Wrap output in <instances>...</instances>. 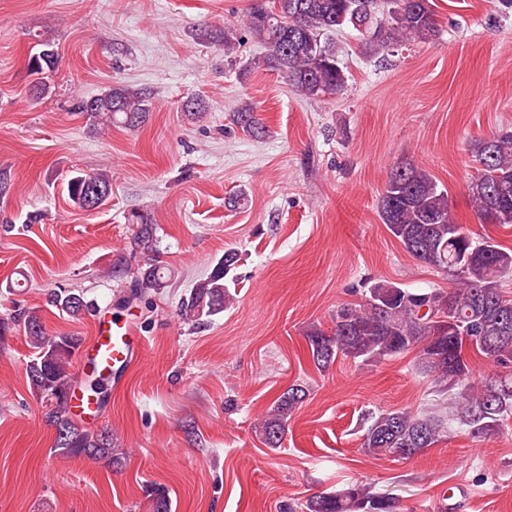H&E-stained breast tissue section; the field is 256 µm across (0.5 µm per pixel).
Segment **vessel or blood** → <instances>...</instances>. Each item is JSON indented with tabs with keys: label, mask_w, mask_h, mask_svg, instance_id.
Returning <instances> with one entry per match:
<instances>
[{
	"label": "vessel or blood",
	"mask_w": 512,
	"mask_h": 512,
	"mask_svg": "<svg viewBox=\"0 0 512 512\" xmlns=\"http://www.w3.org/2000/svg\"><path fill=\"white\" fill-rule=\"evenodd\" d=\"M144 345V337L131 320L95 316L93 333L79 350L78 368L92 369L120 381L139 361ZM66 409L69 415L88 425L97 423L102 416L100 398L84 393L76 384L70 389Z\"/></svg>",
	"instance_id": "vessel-or-blood-1"
}]
</instances>
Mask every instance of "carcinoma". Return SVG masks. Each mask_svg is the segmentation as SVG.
Wrapping results in <instances>:
<instances>
[{"label": "carcinoma", "instance_id": "carcinoma-1", "mask_svg": "<svg viewBox=\"0 0 512 512\" xmlns=\"http://www.w3.org/2000/svg\"><path fill=\"white\" fill-rule=\"evenodd\" d=\"M243 27L265 48V54L248 67L265 66L279 72L292 91L306 99L337 95L346 88L347 68L329 39L341 29L357 31L362 47L371 55L429 41L439 33L431 0H270L250 6ZM219 37L224 56L236 57L241 41L237 29L228 25ZM40 46V52L29 59L30 72L37 76L53 69L58 60L50 41L42 40ZM76 109L94 126L118 124L136 129L146 121L152 102L140 89L114 85L78 101ZM231 122L256 137L267 133L249 101L237 107ZM472 157L475 174L467 189L475 217L481 224H512V128L475 141ZM65 189L73 206L96 210L112 196V177L105 172H78L67 180ZM379 216L409 254L448 275L452 287L409 290L393 282H373L364 301L336 310L332 335L317 330L307 334L312 361L324 371L340 354L371 363L416 348L419 368L433 377L435 385L456 390L462 405L460 423L475 436L486 435L512 414V377L475 387L470 382L466 351L504 368L512 366V296L502 291L503 279L512 276V252L488 238H474L455 218L447 188L418 165L390 171ZM156 252L157 228L143 219L131 252V257L138 258L134 287L141 292L166 287L170 277L158 265ZM238 261L236 249L224 251L209 276L182 301L179 315L183 320L202 324L224 312L226 289L235 282L231 272ZM52 303L73 316L90 308L81 295L64 291L53 293ZM450 309L454 322L435 350L428 343V332ZM18 320L33 349L27 365L30 387L48 407L46 422L55 429L52 453L119 462L113 454L112 433L83 428L64 406L71 387L68 367L79 340L47 334L35 311L18 313ZM305 399L301 385L290 386L277 398L258 423L267 447L281 446L288 419ZM366 422L362 448L374 457L411 459L448 433L443 418L405 409L369 411ZM300 512H399V503L393 496L355 484L309 497Z\"/></svg>", "mask_w": 512, "mask_h": 512}]
</instances>
